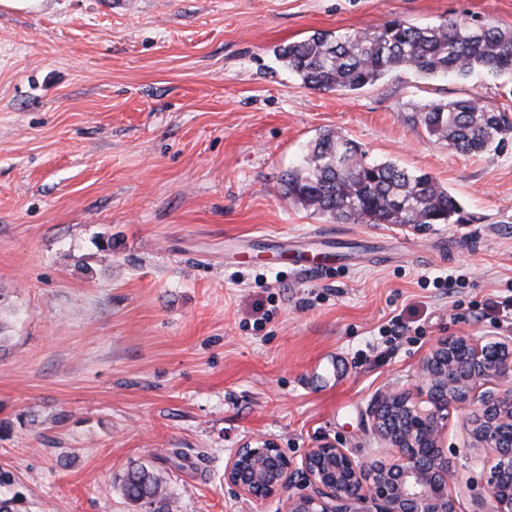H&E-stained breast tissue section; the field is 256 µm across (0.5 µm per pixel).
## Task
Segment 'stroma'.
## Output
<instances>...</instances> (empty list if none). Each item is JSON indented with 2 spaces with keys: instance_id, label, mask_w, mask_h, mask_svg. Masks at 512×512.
<instances>
[{
  "instance_id": "stroma-1",
  "label": "stroma",
  "mask_w": 512,
  "mask_h": 512,
  "mask_svg": "<svg viewBox=\"0 0 512 512\" xmlns=\"http://www.w3.org/2000/svg\"><path fill=\"white\" fill-rule=\"evenodd\" d=\"M471 14L512 27V0L0 8V512H162L126 498L134 464L166 480L171 512H282L225 484L243 443L380 456L370 407L413 388L437 342L512 338L496 306L512 293V143L463 155L411 120L472 95L512 111V77L395 71L342 94L276 57L316 32ZM329 130L430 174L470 222L341 224L293 204L281 178ZM325 244L333 267L294 268ZM448 452L459 512H487L455 409Z\"/></svg>"
}]
</instances>
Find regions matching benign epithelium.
<instances>
[{"mask_svg":"<svg viewBox=\"0 0 512 512\" xmlns=\"http://www.w3.org/2000/svg\"><path fill=\"white\" fill-rule=\"evenodd\" d=\"M466 410L472 447L489 454L491 508L512 512V343L457 336L423 360L416 393L388 390L373 403V427L393 461L361 462L324 441L301 461L307 485L292 481L293 462L274 442L244 443L224 467V482L256 500L279 497L285 512H457L453 457L445 448L448 411Z\"/></svg>","mask_w":512,"mask_h":512,"instance_id":"benign-epithelium-1","label":"benign epithelium"}]
</instances>
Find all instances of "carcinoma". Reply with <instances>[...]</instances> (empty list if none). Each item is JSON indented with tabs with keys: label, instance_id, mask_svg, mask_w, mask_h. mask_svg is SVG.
Segmentation results:
<instances>
[{
	"label": "carcinoma",
	"instance_id": "obj_1",
	"mask_svg": "<svg viewBox=\"0 0 512 512\" xmlns=\"http://www.w3.org/2000/svg\"><path fill=\"white\" fill-rule=\"evenodd\" d=\"M277 57L306 87L319 91H357L392 71L430 79H464L476 72L512 76V28L478 15L425 27L393 19L370 32H318L281 47ZM416 118L429 135L462 154L498 151L512 140V115L485 107L477 96L425 103ZM282 191L293 203L341 223L425 227L470 221L433 176L371 162L338 132L309 146L283 176ZM123 491L134 502L167 501L158 478L143 466L127 470Z\"/></svg>",
	"mask_w": 512,
	"mask_h": 512
}]
</instances>
